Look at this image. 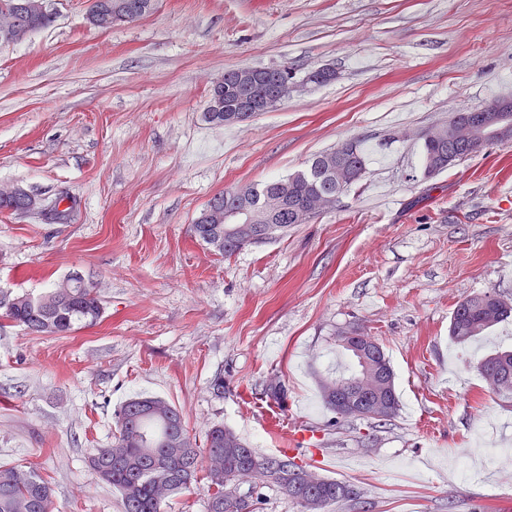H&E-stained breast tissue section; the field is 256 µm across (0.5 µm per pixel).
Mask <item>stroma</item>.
I'll use <instances>...</instances> for the list:
<instances>
[{
  "mask_svg": "<svg viewBox=\"0 0 512 512\" xmlns=\"http://www.w3.org/2000/svg\"><path fill=\"white\" fill-rule=\"evenodd\" d=\"M50 6L51 26L0 43V188L72 209L0 212V298L78 274L103 314L65 336L0 318V464L41 474L57 512H120L88 458L111 446L115 411L151 395L196 437L221 424L266 454L301 424L297 462L362 492L333 512H512V406L479 371L512 346V319L449 337L464 298H512V141L427 179L419 140L512 98V0H158L108 31L86 0ZM281 66L300 90L277 109L205 120L224 71ZM322 66L336 80L309 82ZM351 137L367 173L333 210L229 258L192 236L216 194ZM350 327L394 368L391 419L322 402Z\"/></svg>",
  "mask_w": 512,
  "mask_h": 512,
  "instance_id": "obj_1",
  "label": "stroma"
}]
</instances>
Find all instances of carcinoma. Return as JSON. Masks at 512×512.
<instances>
[{"label":"carcinoma","mask_w":512,"mask_h":512,"mask_svg":"<svg viewBox=\"0 0 512 512\" xmlns=\"http://www.w3.org/2000/svg\"><path fill=\"white\" fill-rule=\"evenodd\" d=\"M20 0H0V16L4 11L15 12L16 30L30 35L53 22V12L29 13L17 6ZM97 9L114 14L113 7L121 3L136 5L138 16L144 17L155 8L156 0H96ZM512 139V122L500 127L490 137L477 128L470 142L478 148H462L454 153V162L477 155L494 142ZM422 174L431 178L447 169L448 126L425 131L422 136ZM354 158L338 159L332 148L312 158L307 168L285 179L268 181L248 189H258L264 223L199 224L191 227L192 234L227 257L241 249L238 242L257 234L268 226L277 233L288 232L298 223L294 209L307 211L305 221L324 213L314 207L320 196L333 198L349 191L365 177L367 162L360 142H355ZM360 166L361 174L344 183L336 177L338 165ZM6 318L36 329L38 333H70L80 325H92L102 314V304L93 286L83 281L73 287L59 283L37 297L20 295L1 300ZM512 317V300L491 293L470 295L455 307L449 326L450 338L465 345L487 330ZM481 372L504 375L503 383L494 396L512 402V349L498 350L483 359ZM363 372V365L322 384L325 405L343 418L336 406V384L346 387ZM388 403L389 411L381 416L393 417L400 404L394 382H389L379 394ZM117 435L110 448H99L89 459L98 476L115 488L121 499V512H166L171 497L190 490L200 471L207 479L205 512H255V501L238 493L241 478L256 470L264 479L254 485L275 490L293 502L298 512H328L343 501L361 496L355 486L324 477L298 464L295 458L282 452L261 454L222 424L211 427L205 434L204 446H199L188 430L182 413L169 402L156 397H138L123 404L115 415ZM0 512H54L52 490L35 470L9 464L0 465Z\"/></svg>","instance_id":"cac0c4a2"}]
</instances>
